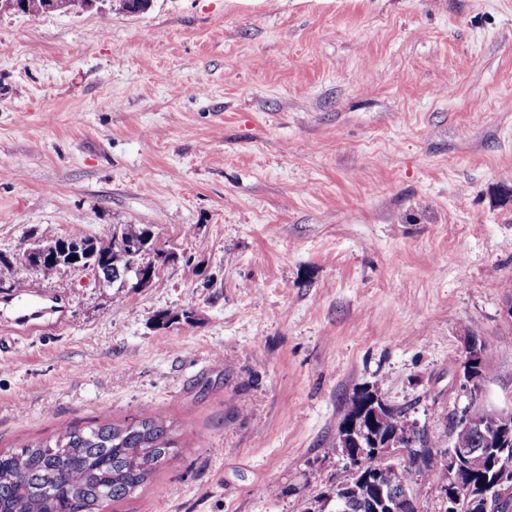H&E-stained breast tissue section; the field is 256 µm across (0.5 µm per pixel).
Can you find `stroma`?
<instances>
[{
  "instance_id": "obj_1",
  "label": "stroma",
  "mask_w": 512,
  "mask_h": 512,
  "mask_svg": "<svg viewBox=\"0 0 512 512\" xmlns=\"http://www.w3.org/2000/svg\"><path fill=\"white\" fill-rule=\"evenodd\" d=\"M130 224L149 287L0 273V449L173 430L107 512H304L365 387L450 447L468 335L512 411V0L1 12L0 253Z\"/></svg>"
}]
</instances>
